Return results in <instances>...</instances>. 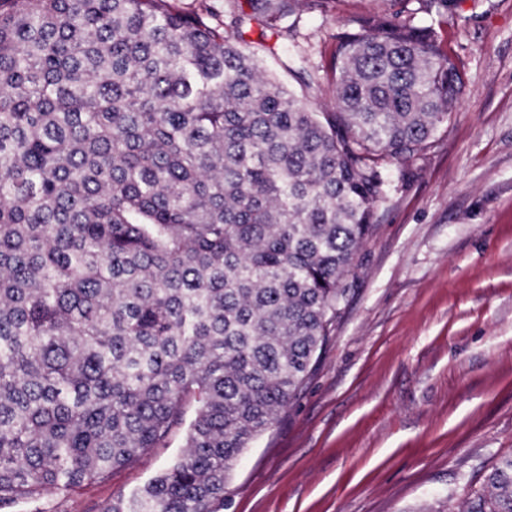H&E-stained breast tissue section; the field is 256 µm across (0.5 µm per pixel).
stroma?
<instances>
[{"label": "stroma", "instance_id": "35a3bbf8", "mask_svg": "<svg viewBox=\"0 0 512 512\" xmlns=\"http://www.w3.org/2000/svg\"><path fill=\"white\" fill-rule=\"evenodd\" d=\"M402 0H335L303 15L308 68L328 70L358 16ZM440 23L463 94L391 191L311 376L245 448L222 512H468L512 455V0H455ZM185 423L104 481L14 512H105L182 454Z\"/></svg>", "mask_w": 512, "mask_h": 512}]
</instances>
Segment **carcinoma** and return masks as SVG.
Instances as JSON below:
<instances>
[{"mask_svg": "<svg viewBox=\"0 0 512 512\" xmlns=\"http://www.w3.org/2000/svg\"><path fill=\"white\" fill-rule=\"evenodd\" d=\"M329 2L0 0V512L131 465L189 398L183 455L106 512H220L310 377L385 168L464 84L416 24L448 0H415L341 37L317 111L260 56ZM470 512H512V456Z\"/></svg>", "mask_w": 512, "mask_h": 512, "instance_id": "obj_1", "label": "carcinoma"}]
</instances>
